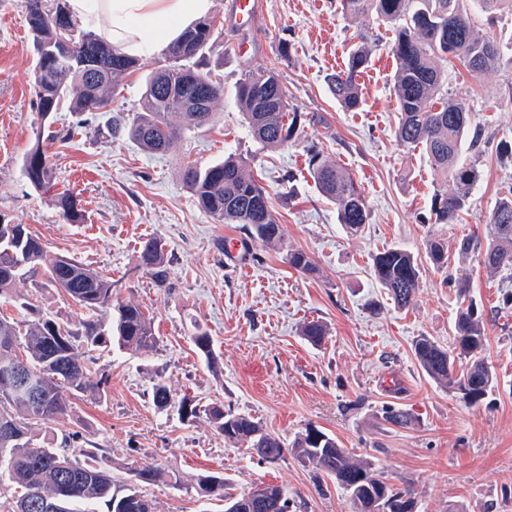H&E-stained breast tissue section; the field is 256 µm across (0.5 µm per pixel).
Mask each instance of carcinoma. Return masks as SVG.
I'll list each match as a JSON object with an SVG mask.
<instances>
[{
  "label": "carcinoma",
  "instance_id": "cac0c4a2",
  "mask_svg": "<svg viewBox=\"0 0 512 512\" xmlns=\"http://www.w3.org/2000/svg\"><path fill=\"white\" fill-rule=\"evenodd\" d=\"M36 51L34 91L41 117L48 118L63 108L77 114L103 112L117 92L118 78L136 66L137 60L102 36L78 28L69 13L67 0H21ZM342 11L351 17L376 16L394 33L392 54L397 62L393 85L400 113L395 131L398 144L422 148L441 182L432 198L430 217L434 224H454L469 202L480 179L476 161L464 158L468 149L479 151L480 134L472 125L470 112L459 99L448 98V73L441 62L457 59L473 75L493 70L501 63L512 64V45L497 41L491 32L474 28L472 11L490 15L512 14V0H341ZM218 37L214 20L205 18L184 32L167 50L169 64L146 83L136 112L115 113L109 118L112 134H127L144 151H168L180 138V130L169 122L178 113L185 128H200L213 120L216 101L224 87L208 76L187 67L186 62L203 53ZM370 50L354 48L344 70L328 78L331 93L346 110L361 104L356 78L370 64ZM237 104L253 138L270 148L288 145L296 120H288V102L274 69L250 71L237 85ZM310 173L319 192L336 205L337 221L351 234L368 221L363 195L354 177L317 152L309 159ZM24 173L37 187L51 186L53 168L46 151L35 145L24 158ZM184 180L199 206L220 224H240L253 238L275 244L281 227L275 219L266 188L250 172L241 157L229 155L205 168L188 167ZM56 206L68 224H79L84 213L72 194L62 192ZM486 245L466 235L458 240L462 254L482 255L490 271L512 268V187L505 188L486 225ZM436 268L448 263L443 244L431 239L427 245ZM140 265L157 282L165 278L164 249L150 238L140 249ZM285 260L294 270L316 272L308 253L290 249ZM13 268L0 277V299L14 298L16 281L41 271L46 284L56 288L83 310L75 322H59L40 316L22 323L0 316V366L24 353L27 364L41 387L33 400L0 380V426L18 432L10 442L0 441V486L12 491L7 512H155L153 500L140 484H178L180 476L165 467L145 463L128 469L118 479L102 461V455L83 448L68 449L71 436L61 441L37 442V426L59 422L68 415L70 398L81 393L103 398L104 390L91 381L95 358L90 353L112 343L133 352H150L158 343L151 318L138 305H112V279L76 260L51 253L40 239L22 224L0 222V270ZM373 274L394 304L407 308L419 290V270L412 253L399 247L387 248L373 258ZM459 298L466 301L454 323L452 348L422 336L414 353L425 373L435 382L462 391L477 403L493 388L492 367L482 357L485 330L481 315L470 297V283L451 280ZM328 330L319 321L301 327V335L313 345L325 339ZM193 343L212 359V338L197 329ZM467 360L466 370L456 373V363ZM173 396L161 381L154 384L152 403L158 409L171 405ZM180 415L192 420L205 415L224 439L244 444L259 460L276 463L290 453L315 476H322L350 493L357 512H416V501L407 487L389 484L374 473L372 464L340 447L336 438L308 426L291 441L267 431L250 416L204 408L191 398L179 401ZM383 419L407 428L412 416L389 408ZM194 489L200 497L226 503L224 512H290L291 499L284 487L261 484L243 493L220 473L196 475Z\"/></svg>",
  "mask_w": 512,
  "mask_h": 512
}]
</instances>
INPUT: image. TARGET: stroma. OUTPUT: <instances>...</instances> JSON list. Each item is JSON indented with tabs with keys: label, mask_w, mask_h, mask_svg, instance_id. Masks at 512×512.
<instances>
[{
	"label": "stroma",
	"mask_w": 512,
	"mask_h": 512,
	"mask_svg": "<svg viewBox=\"0 0 512 512\" xmlns=\"http://www.w3.org/2000/svg\"><path fill=\"white\" fill-rule=\"evenodd\" d=\"M261 2L255 25L224 32L196 63L224 84L213 122L182 131L172 150L152 155L127 136L110 137L106 126L110 112L136 111L164 53L139 57L110 112L62 111L44 120L24 10L20 0H0V221L26 225L49 251L110 277L114 300L141 306L159 339L149 353L101 352L91 379L103 385L102 400L74 398L69 417L47 430L75 435L76 447L102 449L118 477L145 461L177 471L180 484L146 488L157 512H220V502L199 498L192 487L204 472L224 474L239 492L284 486L296 512H357L349 493L292 455L261 462L206 418L188 422L176 409L155 408L152 388L162 381L175 398L250 415L288 440L310 425L332 433L377 475L411 487L418 512H512V303L503 300L512 271L490 272L477 255L456 249L462 235L484 237L495 200L512 186V156L499 149L512 139V66L476 76L449 66V96L465 102L483 129L480 180L458 223L431 224L438 181L425 154L395 137L393 32L376 17L343 14L340 0ZM365 36L373 52L358 79L362 105L347 111L325 77L345 68ZM238 42L249 45L248 54L235 51ZM258 68L276 69L288 109L298 115L286 147L258 143L236 105L239 79ZM39 140L55 169L52 187L40 190L22 172L24 154ZM314 151L357 179L369 215L358 234L338 223L335 205L317 189L308 168ZM230 153L249 159L283 234L278 245L249 239L245 264L236 269L224 262V239L240 235L239 225L210 218L183 180L186 163L203 168ZM61 192L77 198L83 223H65L55 202ZM434 236L448 252L442 269L427 255ZM151 237L165 252L161 287L138 261ZM393 246L408 249L418 265L419 294L406 309L393 304L372 271L374 255ZM290 249L312 257L315 275L285 263ZM452 277L471 283L485 327L483 354L496 375L475 404L429 378L414 354L421 336L453 344L459 303ZM14 293L42 314L81 316L68 298L36 289L33 279L17 281ZM311 320L328 327L321 345L300 333ZM199 329L212 338L211 357L192 341ZM389 405L409 412L412 426L387 424Z\"/></svg>",
	"instance_id": "stroma-1"
}]
</instances>
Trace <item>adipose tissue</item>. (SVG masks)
Segmentation results:
<instances>
[{
  "label": "adipose tissue",
  "instance_id": "1",
  "mask_svg": "<svg viewBox=\"0 0 512 512\" xmlns=\"http://www.w3.org/2000/svg\"><path fill=\"white\" fill-rule=\"evenodd\" d=\"M68 6L79 22L100 27L113 44L140 55L166 49L211 12L214 0H68Z\"/></svg>",
  "mask_w": 512,
  "mask_h": 512
}]
</instances>
